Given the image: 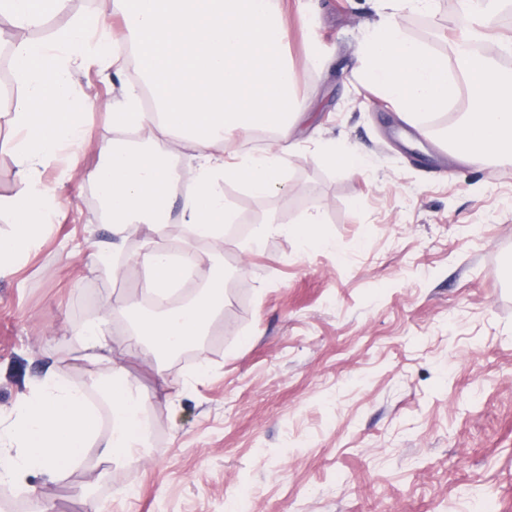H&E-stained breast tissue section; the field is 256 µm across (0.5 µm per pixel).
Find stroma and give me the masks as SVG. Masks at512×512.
Here are the masks:
<instances>
[{"mask_svg": "<svg viewBox=\"0 0 512 512\" xmlns=\"http://www.w3.org/2000/svg\"><path fill=\"white\" fill-rule=\"evenodd\" d=\"M296 64L304 151L287 163L286 192L264 198L225 181L238 219L281 224L321 212L331 249L275 236L247 252L224 240V313L207 336L208 370L194 355L158 361L142 347L122 363L142 394L156 368L187 381L175 405L147 406L149 456L96 479V460L42 480V497L0 494L5 512H512V163L464 164L437 136L439 112L407 124L363 85L356 52L381 0H282ZM397 21L446 54L472 26L461 0ZM512 5L483 43L512 72ZM321 62L304 66L307 48ZM90 65L77 79L96 97L86 138L44 179L57 185L55 221L15 273L0 277V427L46 374L83 384L109 363L82 359L80 331L117 298H140L141 278L115 279L90 253L129 255L87 175L112 117L100 108L137 79ZM357 148L364 173L315 161L316 144ZM138 487L128 497V483Z\"/></svg>", "mask_w": 512, "mask_h": 512, "instance_id": "1", "label": "stroma"}]
</instances>
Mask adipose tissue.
<instances>
[{
    "instance_id": "obj_1",
    "label": "adipose tissue",
    "mask_w": 512,
    "mask_h": 512,
    "mask_svg": "<svg viewBox=\"0 0 512 512\" xmlns=\"http://www.w3.org/2000/svg\"><path fill=\"white\" fill-rule=\"evenodd\" d=\"M106 2L124 23L145 89L130 88L106 102L116 136L102 143L101 162L90 178L115 233L145 230L143 248L129 261L144 271V293L159 295L198 274L195 242L207 241L213 255H221L224 229L236 219L220 188L223 180L239 181L257 197L285 190L286 161L298 148L293 130L301 116L293 95L295 66L284 53L288 29L278 0ZM67 7L68 0H0V15L23 33L9 44L17 93L1 116L9 132L0 137V155L14 159L19 184L14 195L0 197V213L13 227L0 238V276L44 237L55 189L43 175L61 150L79 147L84 139L78 107L91 97L76 81L77 69L90 58L116 74L126 65L120 45L92 16L77 17L48 38H27V31ZM124 131L135 132L138 143L121 139ZM259 131L270 134L266 146L242 150V142ZM162 138L166 149H155ZM185 149L198 166L192 188L182 192L176 159ZM175 206L185 242L179 252L167 243ZM322 221L320 213L306 212L290 224L258 225L256 234L326 249L330 242L319 230ZM133 309L123 299L103 305L82 330L83 360L108 361L113 353L126 355L142 345L160 355L202 349L224 310V269L211 268L184 305L138 316L123 345L113 346V315ZM92 392L110 407V430H102L89 405ZM148 403L119 365L89 388L45 378L37 393L17 407L14 426L0 430V483L18 482L26 471L56 480L92 446L99 448L103 464L142 458L151 430Z\"/></svg>"
}]
</instances>
